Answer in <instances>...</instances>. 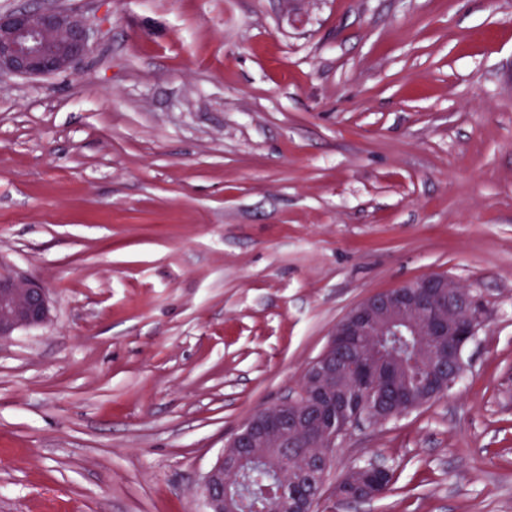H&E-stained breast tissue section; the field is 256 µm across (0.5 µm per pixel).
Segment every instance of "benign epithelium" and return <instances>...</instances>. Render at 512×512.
I'll list each match as a JSON object with an SVG mask.
<instances>
[{"label": "benign epithelium", "instance_id": "7a95c632", "mask_svg": "<svg viewBox=\"0 0 512 512\" xmlns=\"http://www.w3.org/2000/svg\"><path fill=\"white\" fill-rule=\"evenodd\" d=\"M94 29L80 12L64 8L18 7L0 12V75L23 78L74 73L90 53ZM479 303L445 274H432L397 288L373 293L351 309L336 326L324 352L306 369L305 401L288 410L269 407L251 417L225 444L203 484L206 512H240L250 490L247 472L238 471L239 459L254 456L266 461L267 450L288 455L299 435L324 441L329 447L344 438L359 418L385 423L396 398L391 388L364 379L366 364L357 343L366 339L370 352L384 336L405 332L415 337L393 361L412 367L409 392L426 400L453 389L459 375L454 364L477 335L479 326L462 319ZM50 320L47 291L11 268L0 265V340L24 328ZM361 379L351 389L336 386L346 363ZM240 472L238 492L224 489V472Z\"/></svg>", "mask_w": 512, "mask_h": 512}]
</instances>
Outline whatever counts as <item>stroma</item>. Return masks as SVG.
<instances>
[{"label":"stroma","instance_id":"1","mask_svg":"<svg viewBox=\"0 0 512 512\" xmlns=\"http://www.w3.org/2000/svg\"><path fill=\"white\" fill-rule=\"evenodd\" d=\"M73 76H0V512H205L210 467L296 397L368 295L435 273L487 317L449 393L357 425L386 498L512 512V0H36ZM50 320L47 291L0 265V340Z\"/></svg>","mask_w":512,"mask_h":512}]
</instances>
